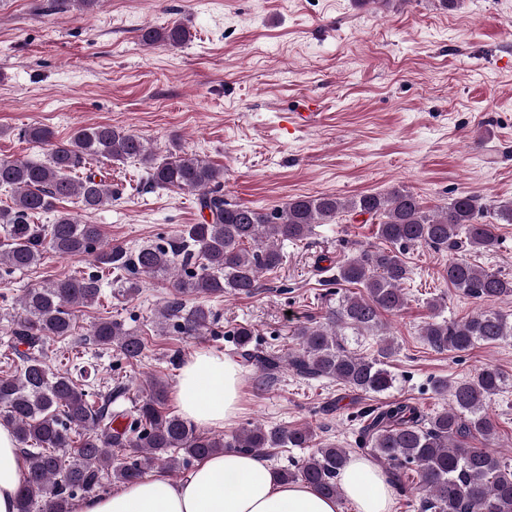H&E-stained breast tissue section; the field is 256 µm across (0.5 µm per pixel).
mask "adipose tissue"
I'll use <instances>...</instances> for the list:
<instances>
[{"label":"adipose tissue","mask_w":512,"mask_h":512,"mask_svg":"<svg viewBox=\"0 0 512 512\" xmlns=\"http://www.w3.org/2000/svg\"><path fill=\"white\" fill-rule=\"evenodd\" d=\"M238 385L233 360L199 350L184 361L175 398L186 418L221 429L235 414ZM25 468L12 429L0 424V512H17ZM337 481L353 512H393L388 477L368 459L353 457ZM76 512H341V507L308 483L281 480L259 456L229 451L202 459L186 479L143 478L79 501Z\"/></svg>","instance_id":"ef3b65f1"}]
</instances>
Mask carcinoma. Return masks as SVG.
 <instances>
[{
  "mask_svg": "<svg viewBox=\"0 0 512 512\" xmlns=\"http://www.w3.org/2000/svg\"><path fill=\"white\" fill-rule=\"evenodd\" d=\"M139 38L145 46L178 47L190 41L191 33L183 23L145 26ZM22 136L48 146V156L43 162L0 158V187L13 193L12 205L0 209V281L40 265L50 251L62 258L92 260L82 273L27 288L20 298L13 348L25 345L30 352L20 354V367L0 375V420L13 429L27 465L17 512H34L39 488L53 492L45 512H70L72 499L94 490L105 473L117 483L130 484L156 462L177 471L225 450L262 456L274 448H311L315 440L307 425L249 424L229 439L205 436L194 424L163 410L168 391L162 382L150 383L133 409L114 412L112 401L124 388L104 393L94 389L83 371L78 378L67 371L51 372L34 349L48 338L72 335L75 313L103 295L104 271L112 273V283L127 299L139 295L144 276L173 279L178 299L159 311L162 322H173L184 336H199L215 323L216 315L203 304L185 308L183 298L255 293L261 273L282 264L280 244L307 239L322 221L367 215L378 224L382 240L404 250L428 245L485 253L498 247L491 224H512V201L486 204L474 193H459L430 210L405 188L350 200L329 194L292 197L266 210L225 200L224 174L205 160L176 152L159 160L143 138L111 125L79 128L62 142L53 141V132L37 124L26 127ZM103 159L140 161L150 185L196 194L209 217L186 225L175 241L135 248L107 244L100 225L57 209L64 199L76 200L84 213L112 204V184L96 180L92 172L75 176ZM43 213L53 214V222L33 223ZM447 277L448 284L485 308L462 320H448L441 317L440 305L431 304L433 315L420 330L429 346L466 352L480 343L495 345L512 338V320L493 309L512 299V278L479 269L463 256L448 262ZM407 279L408 269L395 249H363L337 266L326 283L359 285L364 293L346 295L321 320L298 326L296 347L288 356L259 351L248 326H237L228 335L235 353L260 369L264 386L278 382L281 369L288 367L303 379H327L365 395H384L397 382L390 370L394 342L380 339L377 354L370 357L348 348L346 331L358 336L373 332L382 325L381 315L403 311L408 298L402 284ZM90 336L95 345L116 351L129 363L140 360L146 349L145 338L116 319L97 322ZM507 386V377L493 365L468 378H439L433 389L448 398V406L426 415L395 399L365 410L356 429L359 442L381 463L396 490L407 489L409 470H414L425 494L424 512H512V461L468 444L477 437L487 442L494 438L496 425L486 401ZM114 448L130 453L119 456L112 453ZM349 454L338 443H324L278 475L307 482L337 499L343 494L337 476Z\"/></svg>",
  "mask_w": 512,
  "mask_h": 512,
  "instance_id": "cac0c4a2",
  "label": "carcinoma"
}]
</instances>
